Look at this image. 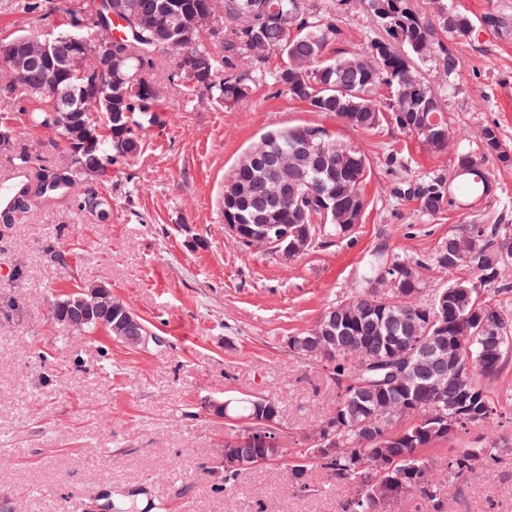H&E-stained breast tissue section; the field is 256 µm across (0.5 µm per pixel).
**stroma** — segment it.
<instances>
[{"label": "stroma", "instance_id": "stroma-1", "mask_svg": "<svg viewBox=\"0 0 512 512\" xmlns=\"http://www.w3.org/2000/svg\"><path fill=\"white\" fill-rule=\"evenodd\" d=\"M0 0V29L38 34L69 23L85 0ZM339 48L355 50L376 27L359 0H345ZM448 47L463 76L445 99L451 150L431 153L390 127H351L309 111L271 86L247 109L217 104L207 91L186 102L170 94L162 125L141 155L113 165L105 222L74 205L43 206L0 226V512H78L106 503L158 502L162 512H343L319 470L306 489L288 481V462L240 474L219 488L220 448L229 427L207 400L271 398L292 448L336 406V381L321 363L291 353L330 304L348 297L373 256L419 257L463 224L512 225V165L486 159L494 175L476 206L422 215L406 185L451 173L456 148L479 150L497 123L512 144V32L483 25ZM312 123L367 155L368 208L347 236L287 260L243 249L224 227V177L264 132ZM403 164L390 168L386 157ZM108 284L152 332L133 349L103 331L52 319L53 302L76 287ZM498 442L492 466L444 477L447 512H512V426L474 429L461 446Z\"/></svg>", "mask_w": 512, "mask_h": 512}]
</instances>
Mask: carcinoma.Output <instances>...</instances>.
Returning <instances> with one entry per match:
<instances>
[{
	"label": "carcinoma",
	"mask_w": 512,
	"mask_h": 512,
	"mask_svg": "<svg viewBox=\"0 0 512 512\" xmlns=\"http://www.w3.org/2000/svg\"><path fill=\"white\" fill-rule=\"evenodd\" d=\"M361 3L383 35L347 51L336 49L342 37L336 9L317 15L306 8L305 0H112V12L119 18L174 13L176 21L155 32L124 28L126 39L119 48L128 57L127 92L112 94V111L89 124L73 112L78 92L64 85L51 87L36 73L0 89L5 99L17 95L36 103L30 123L56 136L53 147L58 153L53 164L44 165L14 142L0 146V157L25 174L12 206L0 210V224L13 223L16 210L34 209V200L39 206L72 201L81 210L96 212L99 221L109 220L112 208L107 198L96 194L86 199L78 189L105 181L112 165L141 154L145 131L158 123L159 103L173 91L189 101L203 89L224 105L239 108L258 87L271 84L311 111L333 114L352 127L375 130L386 125L431 152L447 150L451 130L443 95L425 79L420 65L428 60L441 63L445 84L454 85L461 66L444 38L469 36L476 27L474 18L457 9L454 0H432L428 17L417 14L411 0ZM201 11L218 16L223 24L220 41L191 28L194 15ZM166 50L196 60L210 80L205 83L183 68L175 73L160 71L157 54ZM270 54L280 57V65L268 72L263 62ZM129 119L133 130L125 126ZM312 128V124L286 125L270 131L272 143L259 139L250 147L257 161L239 164L227 176L244 184L246 194L224 197V223L252 227L271 219L294 224L303 213L320 237L344 235L358 223L368 207L370 164L353 159L363 156V151L327 132L325 158L300 155L290 163L285 160ZM480 141L479 153L456 152L454 168L466 167L468 173L452 180L433 174L407 189L422 213L434 217L488 196L493 174L485 167V158L494 155L509 164L512 148L503 144L495 123L483 127ZM285 168L288 184L295 186L286 199L276 194L271 182ZM309 196L323 198L328 207H306ZM410 265L420 270L465 271L469 278L448 283L428 303L420 302L425 288L421 278L401 281L383 293L377 290L381 269L396 278ZM511 271L512 225L489 229L484 224H465L425 258L374 260L350 298L327 307L310 328L294 335L297 354L325 363L340 392L336 407L315 429L322 436L334 433L336 451L321 456L312 446L283 449L291 483L306 488V474L316 467L343 495L347 512H393L396 504L416 495L427 500L433 512H444L441 469L460 478L476 462L494 457L484 448L450 447L439 463L427 450L472 426L512 417V399L488 388L504 371L512 352V309L500 300L505 292L502 281ZM124 308L106 284L66 295L52 305L84 331L102 329L130 348L140 347V337L149 331L140 319L125 320ZM333 314L332 335H318L316 330ZM444 318L447 335L464 340L444 356H420L422 337L433 335ZM479 318L492 322L491 332L482 333L472 325ZM395 354L412 356L407 381L387 380L373 365ZM459 399L468 411L455 409ZM228 415L244 422L231 425L233 435L261 418L279 421V407L268 397L263 404L250 397L230 402Z\"/></svg>",
	"instance_id": "obj_1"
}]
</instances>
